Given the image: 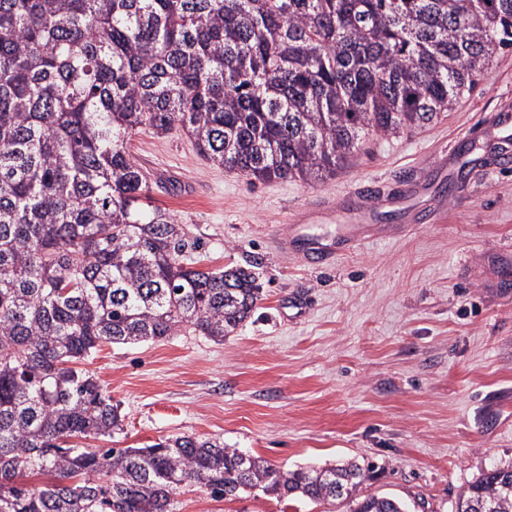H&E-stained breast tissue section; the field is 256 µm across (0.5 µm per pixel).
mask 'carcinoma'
<instances>
[{
    "instance_id": "cac0c4a2",
    "label": "carcinoma",
    "mask_w": 512,
    "mask_h": 512,
    "mask_svg": "<svg viewBox=\"0 0 512 512\" xmlns=\"http://www.w3.org/2000/svg\"><path fill=\"white\" fill-rule=\"evenodd\" d=\"M512 49V0H0V512H173L212 497L357 496L355 461L281 470L218 439L82 448L124 416L79 367L104 343L193 329L215 341L253 316L255 266L201 270L149 205L127 149L183 130L200 156L260 182L323 181L452 110ZM47 473L30 488L18 477ZM455 512H512V462Z\"/></svg>"
}]
</instances>
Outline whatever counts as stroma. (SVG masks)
Returning a JSON list of instances; mask_svg holds the SVG:
<instances>
[{
	"instance_id": "obj_1",
	"label": "stroma",
	"mask_w": 512,
	"mask_h": 512,
	"mask_svg": "<svg viewBox=\"0 0 512 512\" xmlns=\"http://www.w3.org/2000/svg\"><path fill=\"white\" fill-rule=\"evenodd\" d=\"M500 115L512 117L511 51L438 121L372 138L370 155L322 184H254L201 158L185 132L132 135L152 206L199 240L201 268L256 264L262 294L221 342L186 331L102 345L86 367L124 417L106 447L192 435L277 467L354 458L374 468L362 494L452 512L481 470L512 460V167H492L481 139ZM297 213L309 237L388 235L315 269L276 245ZM174 509L345 512L216 500L197 485Z\"/></svg>"
}]
</instances>
